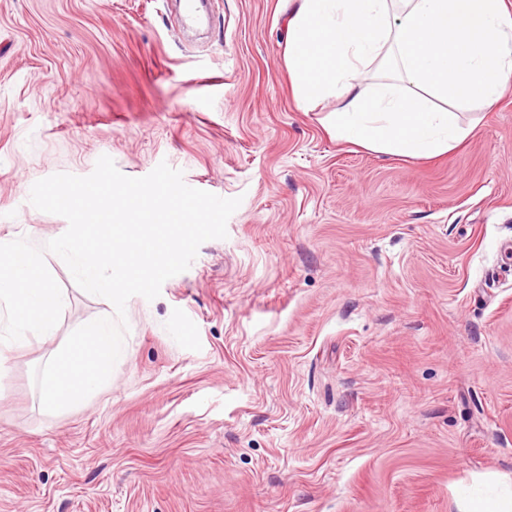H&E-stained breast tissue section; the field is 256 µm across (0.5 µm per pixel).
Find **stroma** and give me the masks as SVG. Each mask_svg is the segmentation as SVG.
Returning <instances> with one entry per match:
<instances>
[{
  "instance_id": "obj_1",
  "label": "stroma",
  "mask_w": 512,
  "mask_h": 512,
  "mask_svg": "<svg viewBox=\"0 0 512 512\" xmlns=\"http://www.w3.org/2000/svg\"><path fill=\"white\" fill-rule=\"evenodd\" d=\"M0 0V239L110 156L242 203L154 300L112 379L57 413L33 370L114 317L64 261L50 337L0 345V512H486L512 499V89L463 145L404 159L297 104L291 0Z\"/></svg>"
}]
</instances>
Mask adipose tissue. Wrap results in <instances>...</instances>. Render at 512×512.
Wrapping results in <instances>:
<instances>
[{"mask_svg":"<svg viewBox=\"0 0 512 512\" xmlns=\"http://www.w3.org/2000/svg\"><path fill=\"white\" fill-rule=\"evenodd\" d=\"M286 61L298 102L342 98L336 141L430 158L468 136L459 114L512 87L505 0H294Z\"/></svg>","mask_w":512,"mask_h":512,"instance_id":"ef3b65f1","label":"adipose tissue"}]
</instances>
